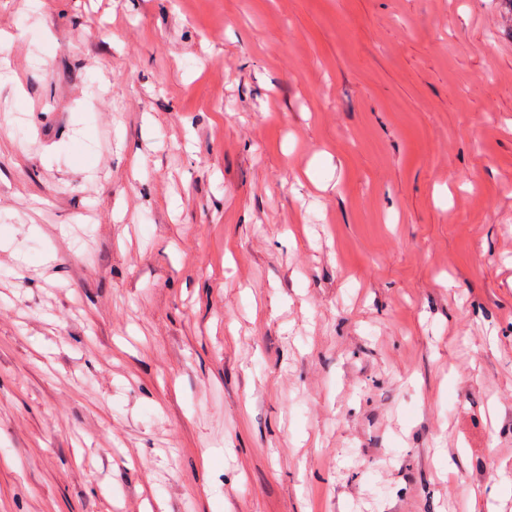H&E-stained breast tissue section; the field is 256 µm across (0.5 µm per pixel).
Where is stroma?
<instances>
[{
	"mask_svg": "<svg viewBox=\"0 0 512 512\" xmlns=\"http://www.w3.org/2000/svg\"><path fill=\"white\" fill-rule=\"evenodd\" d=\"M0 512H512L501 0H0Z\"/></svg>",
	"mask_w": 512,
	"mask_h": 512,
	"instance_id": "35a3bbf8",
	"label": "stroma"
}]
</instances>
